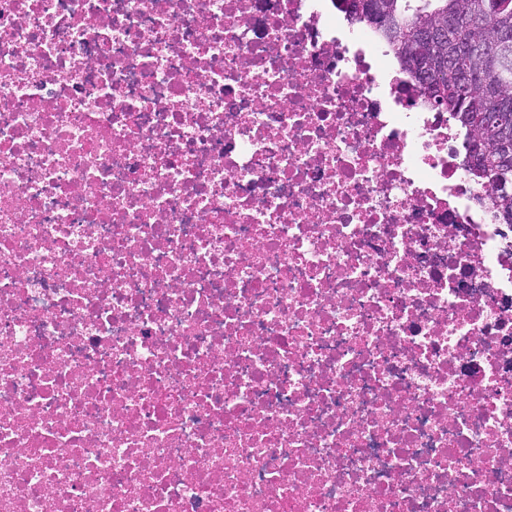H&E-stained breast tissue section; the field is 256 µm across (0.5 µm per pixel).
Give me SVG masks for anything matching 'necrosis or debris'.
I'll return each instance as SVG.
<instances>
[{
    "label": "necrosis or debris",
    "mask_w": 512,
    "mask_h": 512,
    "mask_svg": "<svg viewBox=\"0 0 512 512\" xmlns=\"http://www.w3.org/2000/svg\"><path fill=\"white\" fill-rule=\"evenodd\" d=\"M336 0H0V512H512V227Z\"/></svg>",
    "instance_id": "necrosis-or-debris-1"
}]
</instances>
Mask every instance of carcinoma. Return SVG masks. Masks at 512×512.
<instances>
[{
    "label": "carcinoma",
    "instance_id": "1",
    "mask_svg": "<svg viewBox=\"0 0 512 512\" xmlns=\"http://www.w3.org/2000/svg\"><path fill=\"white\" fill-rule=\"evenodd\" d=\"M348 15L371 26L394 49L399 62L422 84L433 106L466 130L470 166L481 183L496 190L512 180V165L499 162L501 131L512 133V61H502L498 34H512V0H346ZM451 18L444 41L421 42L423 27ZM478 44L482 51H471ZM498 117L490 128L484 118Z\"/></svg>",
    "mask_w": 512,
    "mask_h": 512
}]
</instances>
